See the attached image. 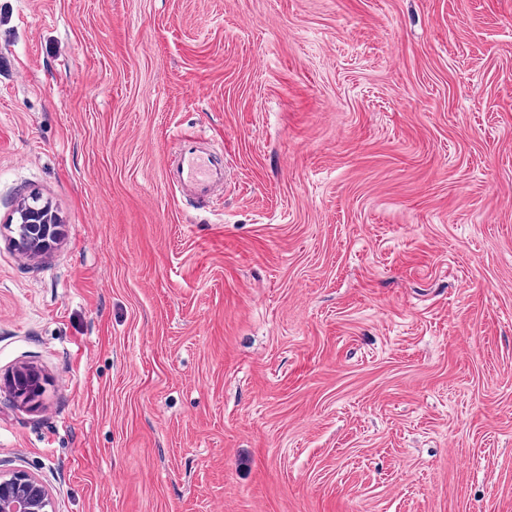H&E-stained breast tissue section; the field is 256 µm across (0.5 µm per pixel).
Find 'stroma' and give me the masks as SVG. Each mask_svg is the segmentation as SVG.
Segmentation results:
<instances>
[{"label":"stroma","mask_w":512,"mask_h":512,"mask_svg":"<svg viewBox=\"0 0 512 512\" xmlns=\"http://www.w3.org/2000/svg\"><path fill=\"white\" fill-rule=\"evenodd\" d=\"M22 364L0 469L55 512H512V0H0ZM174 143V195L209 202L218 185L224 182V150L205 146L206 138L195 130L177 132ZM10 223L20 224L25 232L18 234V238L12 237V243L29 256H35L46 251L55 239L56 225L52 222L47 209L34 205L21 208ZM40 373L33 366L23 365L6 376L5 387L17 399L28 402L42 392Z\"/></svg>","instance_id":"obj_1"}]
</instances>
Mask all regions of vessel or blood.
I'll return each mask as SVG.
<instances>
[{
    "mask_svg": "<svg viewBox=\"0 0 512 512\" xmlns=\"http://www.w3.org/2000/svg\"><path fill=\"white\" fill-rule=\"evenodd\" d=\"M175 167L171 189L176 197L210 201L224 181V151L207 146L205 137L194 130L176 133Z\"/></svg>",
    "mask_w": 512,
    "mask_h": 512,
    "instance_id": "b4317fda",
    "label": "vessel or blood"
}]
</instances>
